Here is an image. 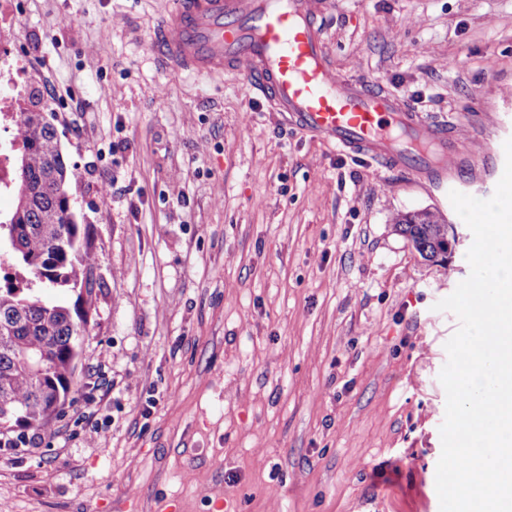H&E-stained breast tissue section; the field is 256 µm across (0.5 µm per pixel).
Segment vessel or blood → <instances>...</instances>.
I'll use <instances>...</instances> for the list:
<instances>
[{
    "label": "vessel or blood",
    "instance_id": "vessel-or-blood-1",
    "mask_svg": "<svg viewBox=\"0 0 512 512\" xmlns=\"http://www.w3.org/2000/svg\"><path fill=\"white\" fill-rule=\"evenodd\" d=\"M326 6L327 0H173L151 48L178 70L243 79L288 122L418 183L455 187L479 160L490 183H498L505 154L477 152L470 126L425 118L336 71L318 25Z\"/></svg>",
    "mask_w": 512,
    "mask_h": 512
}]
</instances>
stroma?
I'll list each match as a JSON object with an SVG mask.
<instances>
[{"instance_id": "obj_1", "label": "stroma", "mask_w": 512, "mask_h": 512, "mask_svg": "<svg viewBox=\"0 0 512 512\" xmlns=\"http://www.w3.org/2000/svg\"><path fill=\"white\" fill-rule=\"evenodd\" d=\"M169 0H19L0 97L55 126L95 308L39 447L0 450L10 512H440L467 225L443 193L282 123L238 79L158 66ZM336 69L430 119L512 117V0H329ZM110 194H102V184ZM458 239L423 259L394 214ZM155 404H148V396ZM100 433L88 438L87 429Z\"/></svg>"}]
</instances>
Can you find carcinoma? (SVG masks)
Returning a JSON list of instances; mask_svg holds the SVG:
<instances>
[{
    "label": "carcinoma",
    "mask_w": 512,
    "mask_h": 512,
    "mask_svg": "<svg viewBox=\"0 0 512 512\" xmlns=\"http://www.w3.org/2000/svg\"><path fill=\"white\" fill-rule=\"evenodd\" d=\"M18 121L17 204L0 220V256L14 269V280L0 285V432L45 427L61 411L88 334L96 284L87 227L66 215V199L53 191L71 174L56 129L39 112H23ZM393 224L424 259L445 260L448 225L440 216L397 214ZM66 290L76 294L71 304L43 296ZM35 354L48 357L43 378L23 364Z\"/></svg>",
    "instance_id": "1"
}]
</instances>
